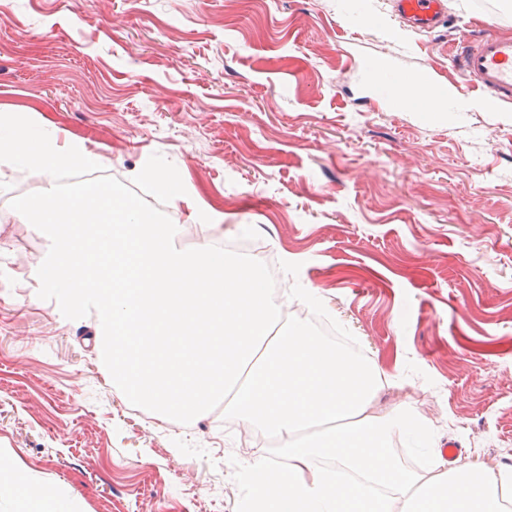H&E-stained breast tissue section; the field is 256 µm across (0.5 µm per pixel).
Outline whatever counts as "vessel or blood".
<instances>
[{
  "instance_id": "vessel-or-blood-1",
  "label": "vessel or blood",
  "mask_w": 512,
  "mask_h": 512,
  "mask_svg": "<svg viewBox=\"0 0 512 512\" xmlns=\"http://www.w3.org/2000/svg\"><path fill=\"white\" fill-rule=\"evenodd\" d=\"M396 19L421 32H433L448 22L447 0H393ZM455 61L484 96L498 102L512 101V35L491 31L462 39Z\"/></svg>"
}]
</instances>
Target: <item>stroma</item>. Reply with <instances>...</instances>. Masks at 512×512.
<instances>
[{"mask_svg":"<svg viewBox=\"0 0 512 512\" xmlns=\"http://www.w3.org/2000/svg\"><path fill=\"white\" fill-rule=\"evenodd\" d=\"M442 33L391 0H0V114L78 142L109 176L151 167L183 224L209 211L265 241L411 402L435 448L512 468V101L457 68L460 32L512 33V0H448ZM422 70L469 102L446 116L388 107ZM0 175V458L80 512H236L239 429L145 420L108 383L92 319L38 296L46 235Z\"/></svg>","mask_w":512,"mask_h":512,"instance_id":"obj_1","label":"stroma"}]
</instances>
